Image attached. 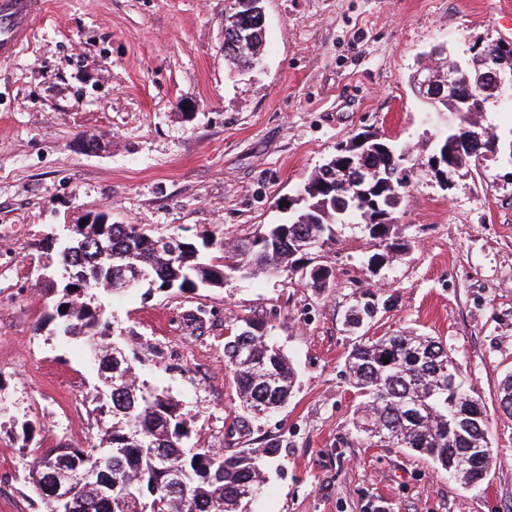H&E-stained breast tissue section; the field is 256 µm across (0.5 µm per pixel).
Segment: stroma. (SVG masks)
Segmentation results:
<instances>
[{
    "mask_svg": "<svg viewBox=\"0 0 512 512\" xmlns=\"http://www.w3.org/2000/svg\"><path fill=\"white\" fill-rule=\"evenodd\" d=\"M226 0H48L32 41L0 65V512H42L27 478L36 448L96 444L97 366L55 330L42 276L48 233L88 220L147 224L201 244L251 238L284 217L340 143L372 131L409 145L396 212L404 251L354 223L310 251L328 288L262 274L221 288L104 296L112 336L192 416L189 447L221 456L280 441L252 512H512V163L487 154L449 187L428 160L457 125L411 80L443 46L459 61L512 41V0H263L259 65L224 57ZM96 148H87L89 139ZM374 312L351 321L352 309ZM266 319L297 373L288 404L237 431L228 327ZM412 329L444 344L491 418L497 454L478 488L405 448L370 447L345 358L365 336ZM35 430L23 444L12 420Z\"/></svg>",
    "mask_w": 512,
    "mask_h": 512,
    "instance_id": "35a3bbf8",
    "label": "stroma"
}]
</instances>
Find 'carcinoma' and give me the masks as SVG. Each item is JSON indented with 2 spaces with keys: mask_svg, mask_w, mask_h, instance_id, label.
I'll use <instances>...</instances> for the list:
<instances>
[{
  "mask_svg": "<svg viewBox=\"0 0 512 512\" xmlns=\"http://www.w3.org/2000/svg\"><path fill=\"white\" fill-rule=\"evenodd\" d=\"M264 35L250 47L236 50L224 32V57L232 64L253 63L260 57ZM472 124L460 119L448 131V171L462 160L474 162L490 151V140L458 158V141ZM353 142L337 148L336 156L310 179L300 221L287 216L252 239L226 240L215 234L202 252L190 243L168 257L157 244L161 236L141 224H78L70 233L47 237L57 247V262L73 281L52 287L60 335L96 342L99 386L92 402L99 422L112 417L101 430L100 444L112 449L102 457L92 448L34 449L29 479L39 496L42 464L51 461L66 475L74 491V512H251L262 492L264 470L280 447L274 438L260 453L231 452L214 457L188 450L191 416L179 401L140 378L137 358L108 337L109 322L100 304L82 299L89 288L128 290L138 273L163 289L181 291L222 288L234 278L258 273H293L305 255L336 240L337 223L357 220L364 232L387 251L405 247L392 240L394 225L374 222L378 212L394 216L408 167L394 176L385 172L393 158L410 156L409 149L373 136L368 155L354 154ZM91 276L90 283L80 277ZM226 366L236 385L241 414L237 426L250 431L252 421L283 407L295 387V372L262 318L240 317L230 325L224 343ZM390 359L386 364L383 359ZM345 368L361 401L354 422L356 434L369 445L408 448L432 459L466 486H476L494 462L488 439V418L474 389L457 374L448 347L428 336L400 332L366 336L348 353ZM500 409L512 416V373L500 388Z\"/></svg>",
  "mask_w": 512,
  "mask_h": 512,
  "instance_id": "1",
  "label": "carcinoma"
}]
</instances>
